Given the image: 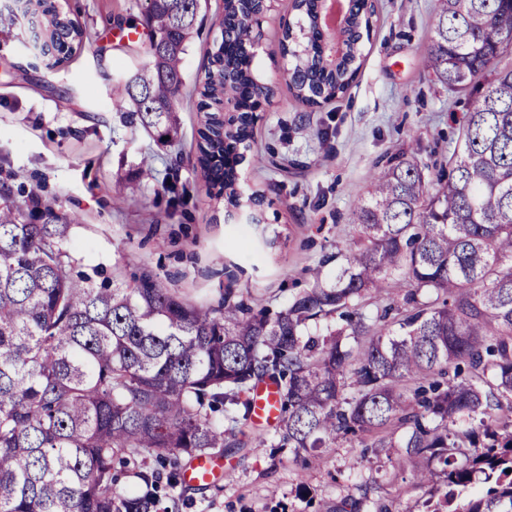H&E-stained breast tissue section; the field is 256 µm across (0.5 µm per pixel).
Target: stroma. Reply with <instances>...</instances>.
Masks as SVG:
<instances>
[{"instance_id": "obj_1", "label": "stroma", "mask_w": 512, "mask_h": 512, "mask_svg": "<svg viewBox=\"0 0 512 512\" xmlns=\"http://www.w3.org/2000/svg\"><path fill=\"white\" fill-rule=\"evenodd\" d=\"M85 32L66 62L50 69L31 50L30 25L0 0V187L15 204L30 197L79 215L67 247L83 270L106 266L126 280L142 272L190 301L234 300L277 313L315 279L334 280L358 248L351 207L389 157L425 164L452 153L476 94L451 92L424 67L435 0H376L370 39L356 80L336 101L309 107L279 71L278 38L296 23L292 0H276L262 22L255 62L274 91L238 166L242 196L262 206H224L197 165L194 85L219 32L222 0H203L184 61L179 141L159 146L127 122L113 95L117 81L150 62L148 39L122 48L142 25V0H57ZM244 444L218 451L222 478L195 488L158 470V512H425L428 498L412 472H393L370 437L337 438L306 464L276 445V429L247 422Z\"/></svg>"}]
</instances>
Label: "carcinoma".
Listing matches in <instances>:
<instances>
[{"label":"carcinoma","mask_w":512,"mask_h":512,"mask_svg":"<svg viewBox=\"0 0 512 512\" xmlns=\"http://www.w3.org/2000/svg\"><path fill=\"white\" fill-rule=\"evenodd\" d=\"M302 28L279 40L288 89L319 106L357 76L373 0H350L345 51L326 62L319 0H295ZM200 0H144L150 65L120 88L131 117L157 141L179 134L176 115ZM267 0H223L220 36L196 81L197 162L227 206L240 205L236 166L260 105L243 44ZM69 58L83 30L66 15L46 22ZM426 68L450 90L480 95L465 114L450 171L431 183L405 153L387 161L352 223L361 246L334 282L270 315L224 295L192 303L151 273L129 283L87 273L67 249L76 217L39 201L22 207L0 190V512H154L158 475L120 493L114 460L147 453L181 462L237 444L224 421L251 417V391L279 387L277 446L318 458L338 436L368 433L392 466L445 490L426 512H512V0H437ZM403 288L401 316L360 311L362 299ZM346 324L318 336L309 321ZM480 476L481 496L461 498Z\"/></svg>","instance_id":"cac0c4a2"}]
</instances>
